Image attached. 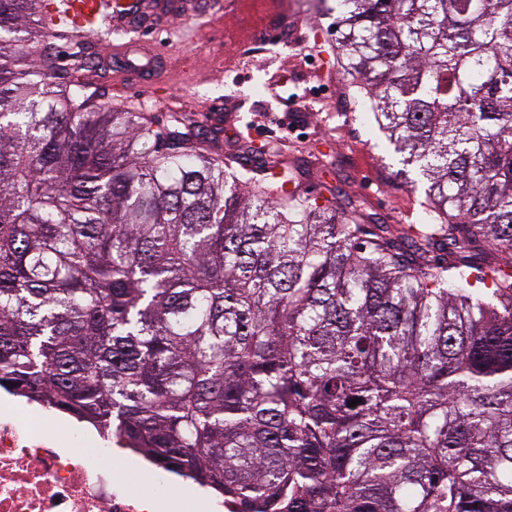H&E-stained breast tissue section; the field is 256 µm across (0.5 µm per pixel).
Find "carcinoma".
<instances>
[{
    "label": "carcinoma",
    "instance_id": "cac0c4a2",
    "mask_svg": "<svg viewBox=\"0 0 512 512\" xmlns=\"http://www.w3.org/2000/svg\"><path fill=\"white\" fill-rule=\"evenodd\" d=\"M52 4L0 0V388L235 512H512V0H340L409 226L115 108Z\"/></svg>",
    "mask_w": 512,
    "mask_h": 512
}]
</instances>
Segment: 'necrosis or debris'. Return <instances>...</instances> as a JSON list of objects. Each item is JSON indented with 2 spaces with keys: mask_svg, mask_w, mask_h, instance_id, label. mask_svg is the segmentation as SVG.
Listing matches in <instances>:
<instances>
[{
  "mask_svg": "<svg viewBox=\"0 0 512 512\" xmlns=\"http://www.w3.org/2000/svg\"><path fill=\"white\" fill-rule=\"evenodd\" d=\"M112 456L100 437L0 402V512H162L164 495L128 486Z\"/></svg>",
  "mask_w": 512,
  "mask_h": 512,
  "instance_id": "necrosis-or-debris-1",
  "label": "necrosis or debris"
}]
</instances>
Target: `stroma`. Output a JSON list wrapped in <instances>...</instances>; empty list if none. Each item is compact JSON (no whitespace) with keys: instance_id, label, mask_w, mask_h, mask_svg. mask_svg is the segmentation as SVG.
Segmentation results:
<instances>
[{"instance_id":"stroma-1","label":"stroma","mask_w":512,"mask_h":512,"mask_svg":"<svg viewBox=\"0 0 512 512\" xmlns=\"http://www.w3.org/2000/svg\"><path fill=\"white\" fill-rule=\"evenodd\" d=\"M225 0H192L194 11L206 13L209 24L182 20L178 33L169 24H159L153 35L142 32L139 22L126 33L103 32L93 40L100 67L81 72L89 86L109 80L113 70V47L140 39L145 51L161 53L156 75L168 85L170 99L191 109L199 125L209 126V100L222 101V117L251 123L257 139L279 144L288 161L306 167L303 186L311 194L335 193L339 202L360 201L366 214L379 224H393L404 211L414 223H422L423 190H410L400 177V154L395 153L377 124L369 119L354 126L343 125L331 115V98L342 71L336 61V0H270L254 9V21L287 10L309 13L311 22L298 36L300 47L284 59L265 64L254 61L232 35L243 25L240 14L226 10ZM267 86L265 97H253L255 80ZM318 97L316 109L303 108L305 93Z\"/></svg>"}]
</instances>
